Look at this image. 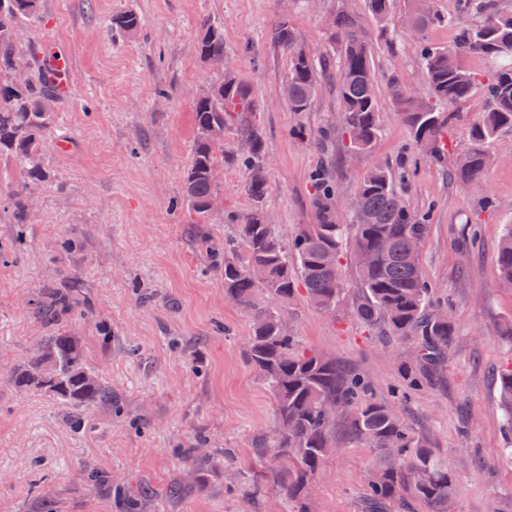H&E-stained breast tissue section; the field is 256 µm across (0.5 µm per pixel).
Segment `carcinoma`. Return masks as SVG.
<instances>
[{"label": "carcinoma", "instance_id": "carcinoma-1", "mask_svg": "<svg viewBox=\"0 0 512 512\" xmlns=\"http://www.w3.org/2000/svg\"><path fill=\"white\" fill-rule=\"evenodd\" d=\"M393 5L394 0H366L368 11L383 27L392 20ZM39 10L40 0H0V157L14 165L21 180L11 199L17 221L27 213L24 188L46 177L43 145L51 134L52 103L58 96L43 71L24 85L13 81L15 67L27 65L17 50L19 25L36 22ZM461 11L476 16V21L457 28L454 47H435L426 41L418 45L425 97H411L396 84L393 91L414 141L436 159L443 130L450 123L443 106L481 94L484 110L468 130V147L453 173L454 179L467 183L482 180L487 169L485 145L500 130L512 127V8L504 0H464ZM407 20L423 30L448 23L426 0H412ZM140 26L141 18L132 10L112 15L110 22L113 32L126 35L135 34ZM199 29L200 58L224 59V29L207 18L200 20ZM270 37L290 55L284 93L294 112L308 111L318 79L331 67L337 69L336 93L344 121L318 137L320 150L328 147L338 130L348 137L351 149L371 150L382 132L377 77L371 48L353 15L341 11L335 16L331 37L340 44L335 56L314 58L298 49L295 28L281 18ZM464 53L490 59L492 73L482 78L463 69L457 55ZM260 108L251 85L239 77L226 78L213 86L211 96L195 99L196 133L179 205L191 223H210L209 202L218 195V184L209 172L224 166V138L212 137L211 130L232 127L239 138L252 142L249 152L232 158L251 173L247 190L254 207L242 217L231 216L239 229L224 240V296L235 299L253 318L247 360L273 396L275 430L263 454L274 462L275 493L296 506L294 512H304L310 483L328 458L324 449L336 447V420L345 413L347 439L363 442L376 453L365 488L369 512L388 507L417 512L421 506L428 512H447L456 485L448 464L400 416L368 396L360 374L321 352L301 348L283 325L282 314L283 304L300 289L315 307L325 312L336 308L344 290L339 258L350 238L360 281L354 308L357 320L376 327L387 341L399 338L415 344L417 358L400 364L402 390L431 384L448 359L455 325L451 319L433 318L434 310L446 304L433 301L419 261L428 225L409 208L392 171L379 164L361 175L358 211L349 224L336 221L340 207L328 173L315 172L316 223L304 225L291 239L280 238L263 218L265 148L248 119V113ZM365 252L372 254L373 265L359 264V255ZM253 266L264 268L262 281L249 277ZM498 272L503 282L512 285V225L499 244ZM82 305L80 289L68 284L47 289L36 314L54 324L77 314ZM17 383L41 389L79 410L112 403V391L89 367L71 336H50L38 344L32 366L20 370ZM497 383L503 425L512 430V366L499 373ZM192 470L196 481H206L210 458L192 457Z\"/></svg>", "mask_w": 512, "mask_h": 512}]
</instances>
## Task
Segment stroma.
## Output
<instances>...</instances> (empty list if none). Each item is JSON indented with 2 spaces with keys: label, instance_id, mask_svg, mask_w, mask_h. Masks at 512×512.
I'll list each match as a JSON object with an SVG mask.
<instances>
[{
  "label": "stroma",
  "instance_id": "obj_1",
  "mask_svg": "<svg viewBox=\"0 0 512 512\" xmlns=\"http://www.w3.org/2000/svg\"><path fill=\"white\" fill-rule=\"evenodd\" d=\"M344 8L369 41L378 75L382 136L369 152L336 140L323 153L311 142L336 121L335 74L321 77L309 111L290 110L283 96L288 53L268 37L280 0H41L39 22L21 24V49L48 38L67 54L72 91L57 99L52 118L70 139L65 147L54 136L46 141V178L27 192L24 224L15 223L9 205L18 177L0 159V512H123L114 492L127 486L141 492V512H288L271 493L250 502L242 495L262 467L274 404L245 358L252 318L225 300L223 269L195 245L200 235L218 244L235 235L224 215L250 210V174L225 163L223 208L210 223H190L174 207L195 136L196 92L229 70L262 104L251 121L266 149L264 220L282 238L314 221L309 175L317 166H328L344 205L373 165L407 169L405 199L430 213L421 267L455 321L434 383L394 396L400 363L414 347L405 340L384 345L357 322L360 282L351 252L340 259L344 294L335 310L315 308L300 292L283 315L301 346L363 373L374 396L429 440L457 477L448 512H512V462L500 455L512 435L502 424L496 380L512 362V338L501 333L512 321V286L497 270L499 241L512 225V129L488 143L493 162L479 184L456 183L451 169L482 98L452 105L457 119L436 161L414 143L391 93L395 82L421 87L418 40L451 47L454 25L419 35L400 26L389 45L365 0H294L304 52L331 53L326 21ZM126 10L139 14L140 29L111 33L110 17ZM203 17L224 29L223 65L197 54ZM301 128L307 137L298 136ZM65 238L76 241L74 251H61ZM71 281L85 305L63 331L112 391L111 409L87 410L80 429L70 425L71 405L14 382L40 341L56 332L34 315L33 300ZM336 440L338 451L310 485L308 512H365L374 453L344 434ZM186 448L213 459L206 482L193 479ZM90 468L106 485L86 482Z\"/></svg>",
  "mask_w": 512,
  "mask_h": 512
}]
</instances>
